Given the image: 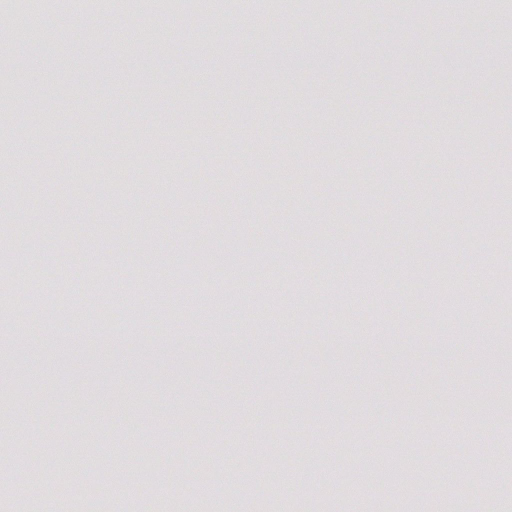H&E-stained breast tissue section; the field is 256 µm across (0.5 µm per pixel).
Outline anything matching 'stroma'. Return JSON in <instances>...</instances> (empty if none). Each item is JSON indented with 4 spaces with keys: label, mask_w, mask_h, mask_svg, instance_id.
Here are the masks:
<instances>
[{
    "label": "stroma",
    "mask_w": 512,
    "mask_h": 512,
    "mask_svg": "<svg viewBox=\"0 0 512 512\" xmlns=\"http://www.w3.org/2000/svg\"><path fill=\"white\" fill-rule=\"evenodd\" d=\"M15 2L0 0V79L28 94L0 98V256L18 267L0 278V448L17 450L0 512H72L65 479L39 482L59 458L90 485L117 472L96 512H486L494 481L512 512V433L473 427L512 391L493 293L512 281V0L453 17L447 0L264 17L214 0L176 19L120 0L58 10L47 40ZM47 109L55 131L30 130ZM136 254L155 263L131 277ZM379 260L395 275L371 302L314 275ZM278 261L288 280L267 278ZM101 262L109 281L83 279ZM417 262L411 298L396 283ZM476 274L483 322L470 303L443 319L437 276ZM270 295L276 322L257 313ZM99 305L120 324L102 329ZM134 445L151 471L124 467ZM381 448L400 482H362ZM284 471L286 493L265 495Z\"/></svg>",
    "instance_id": "35a3bbf8"
}]
</instances>
